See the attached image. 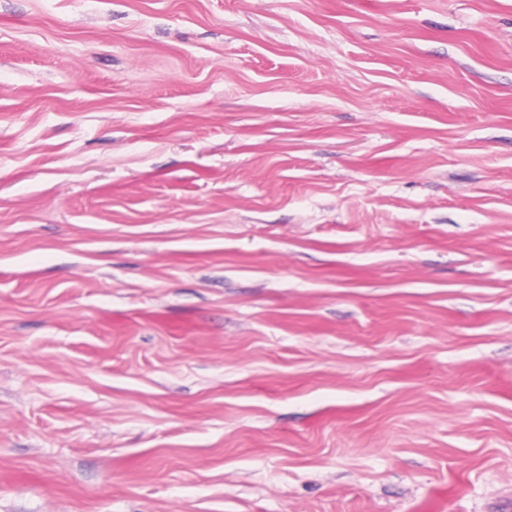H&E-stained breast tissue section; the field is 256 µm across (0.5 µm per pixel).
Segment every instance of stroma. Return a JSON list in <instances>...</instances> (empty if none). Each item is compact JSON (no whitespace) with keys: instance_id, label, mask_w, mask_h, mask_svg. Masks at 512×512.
<instances>
[{"instance_id":"35a3bbf8","label":"stroma","mask_w":512,"mask_h":512,"mask_svg":"<svg viewBox=\"0 0 512 512\" xmlns=\"http://www.w3.org/2000/svg\"><path fill=\"white\" fill-rule=\"evenodd\" d=\"M0 512H512V0H0Z\"/></svg>"}]
</instances>
